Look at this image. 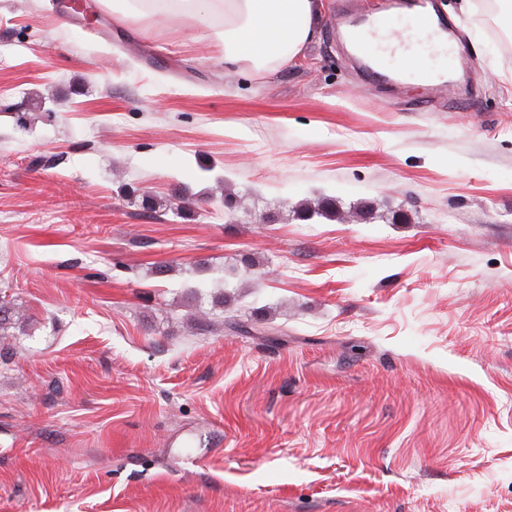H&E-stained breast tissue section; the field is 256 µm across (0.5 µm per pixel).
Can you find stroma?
Segmentation results:
<instances>
[{
    "instance_id": "1",
    "label": "stroma",
    "mask_w": 512,
    "mask_h": 512,
    "mask_svg": "<svg viewBox=\"0 0 512 512\" xmlns=\"http://www.w3.org/2000/svg\"><path fill=\"white\" fill-rule=\"evenodd\" d=\"M323 2L257 76L0 0V512H512V17L436 0L461 76L396 87ZM220 291L252 333L190 322ZM27 317H25L24 313H21L11 306L8 303H4L0 300V351L10 349L11 345V336L13 334L9 333V329L13 327L12 325H21L25 323Z\"/></svg>"
}]
</instances>
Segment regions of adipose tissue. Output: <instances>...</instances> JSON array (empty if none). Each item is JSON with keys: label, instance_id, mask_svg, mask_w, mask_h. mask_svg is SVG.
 I'll use <instances>...</instances> for the list:
<instances>
[{"label": "adipose tissue", "instance_id": "adipose-tissue-1", "mask_svg": "<svg viewBox=\"0 0 512 512\" xmlns=\"http://www.w3.org/2000/svg\"><path fill=\"white\" fill-rule=\"evenodd\" d=\"M120 21H206L224 46V62L263 72L288 65L312 40L321 0H119Z\"/></svg>", "mask_w": 512, "mask_h": 512}]
</instances>
